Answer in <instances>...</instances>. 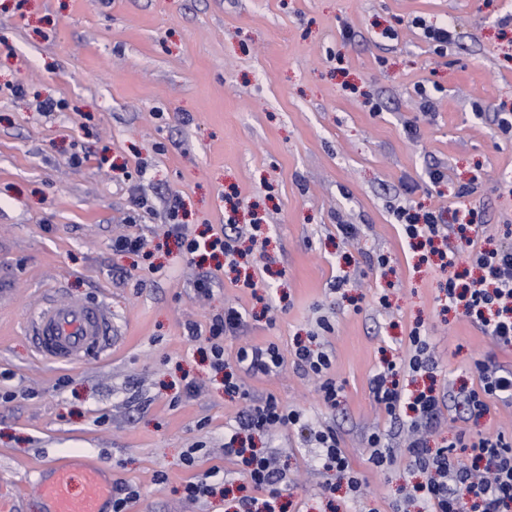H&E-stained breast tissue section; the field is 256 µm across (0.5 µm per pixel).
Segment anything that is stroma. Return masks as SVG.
Segmentation results:
<instances>
[{
    "mask_svg": "<svg viewBox=\"0 0 512 512\" xmlns=\"http://www.w3.org/2000/svg\"><path fill=\"white\" fill-rule=\"evenodd\" d=\"M415 17L448 26L443 53ZM47 99L55 111L38 110ZM503 112L512 0H0V506L40 512L26 469L95 459L139 490L128 512H243L239 491L224 488L239 471L224 431L248 402L225 394L207 341L186 329L207 331L231 304L243 322L225 335V358L278 346L279 372L245 385L304 414L253 438L288 470L286 512H392L408 459L376 472L364 439L374 428L400 438L369 387L382 360L401 362L419 324L437 391L476 385L478 360L512 367V348L442 306L463 264L447 271L411 247L393 210L441 209L486 225L480 244L512 245ZM140 192L152 212L135 209ZM175 198L201 240L230 221L257 225L238 265L190 258L165 236ZM120 234L146 238L150 258L113 251ZM46 288L111 306L112 350L71 365L37 358L19 321ZM311 335L335 351L333 408L294 363L295 341ZM327 425L365 477V499L323 496L332 474L311 433ZM477 429L512 434V404L490 401L473 422L446 400L429 445ZM201 477L216 494L188 500L185 484Z\"/></svg>",
    "mask_w": 512,
    "mask_h": 512,
    "instance_id": "35a3bbf8",
    "label": "stroma"
}]
</instances>
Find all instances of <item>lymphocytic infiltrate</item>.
I'll return each instance as SVG.
<instances>
[{
	"mask_svg": "<svg viewBox=\"0 0 512 512\" xmlns=\"http://www.w3.org/2000/svg\"><path fill=\"white\" fill-rule=\"evenodd\" d=\"M179 203L168 208V222L181 248L194 255L206 250L221 252L224 257L236 253L235 236L226 234L213 240H199L187 234L179 222ZM395 217L405 239L456 238L452 259L463 258L477 266L480 277L467 283L449 278L444 288L448 306H463L481 332L496 345L512 347V246L482 250L475 235L480 225L467 226L447 223L442 211H427L414 216L400 208ZM242 313L233 306L214 315L210 321L207 342L212 352V365L224 374V391L247 397L248 391L240 380L241 374L270 375L280 370L284 359L275 345L239 348L235 359L224 357V336L242 321ZM409 355L402 363H384L372 376L370 389L377 404L393 419L401 420L407 433L405 451L409 456L410 473L421 474L422 480L410 484L402 501L393 506L394 512H404L405 503L423 499L427 512H512V436L497 432L459 434L454 441L439 448L427 445L425 434L444 401L434 388L413 394L403 391L397 380L399 369L412 373L432 374L438 367L428 336L421 328H413L408 336ZM294 362L317 383L325 405L336 407L342 386L331 373L333 352L327 344L311 347L297 344ZM479 385L460 390V404L469 417L479 418L488 410L492 399L512 401V370L475 362ZM301 410L285 405L274 395L251 402L246 411L229 426L224 434V455L242 466L243 492L241 503L245 512H284L282 493L288 486V473L281 468L275 454L246 447L242 435L246 432H270L301 422ZM321 448V464L332 471L334 480L326 484V493L345 488L354 499L367 496V482L354 469L340 439L332 427L314 433Z\"/></svg>",
	"mask_w": 512,
	"mask_h": 512,
	"instance_id": "obj_1",
	"label": "lymphocytic infiltrate"
}]
</instances>
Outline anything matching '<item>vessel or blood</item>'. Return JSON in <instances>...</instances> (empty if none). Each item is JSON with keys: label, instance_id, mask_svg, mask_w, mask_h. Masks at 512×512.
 <instances>
[{"label": "vessel or blood", "instance_id": "obj_1", "mask_svg": "<svg viewBox=\"0 0 512 512\" xmlns=\"http://www.w3.org/2000/svg\"><path fill=\"white\" fill-rule=\"evenodd\" d=\"M22 329L42 359L76 364L110 349L112 309L49 294L23 319ZM31 479L46 512H106L112 499V471L94 461L45 462Z\"/></svg>", "mask_w": 512, "mask_h": 512}]
</instances>
